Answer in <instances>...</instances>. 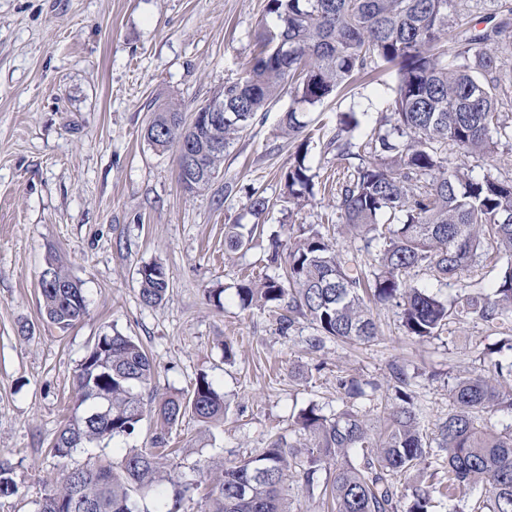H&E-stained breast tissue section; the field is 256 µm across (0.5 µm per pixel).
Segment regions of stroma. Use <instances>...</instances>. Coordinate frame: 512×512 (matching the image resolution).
I'll list each match as a JSON object with an SVG mask.
<instances>
[{
    "label": "stroma",
    "mask_w": 512,
    "mask_h": 512,
    "mask_svg": "<svg viewBox=\"0 0 512 512\" xmlns=\"http://www.w3.org/2000/svg\"><path fill=\"white\" fill-rule=\"evenodd\" d=\"M267 0H0V460L9 461L18 493L0 512H34L46 480L111 448L54 457L50 442L72 416V375L102 333L138 338L156 363L160 392L187 393L200 375L223 392L226 418L204 424L185 416L170 441L173 469L200 483L214 463L258 454L271 437L294 439L308 405L345 409L336 381L354 376L386 383L403 370L421 405L426 433L450 408L448 383L477 366L499 331L455 316L440 338L404 336L398 308L376 310L378 336L349 346H308L313 325L298 318L281 332L274 309H242L235 286L243 272L276 275L271 235L288 243L292 224H336V201L315 192L296 213L281 202V176L295 145L279 134L283 95L257 113L224 157L211 184L186 192L175 151L156 152L144 138L154 107L178 102L185 116L237 81L255 53ZM394 70L356 75L323 103L307 108L306 161L317 179L341 162L326 148L340 115L357 112L363 130L385 115ZM472 176L512 178V143L489 159L448 154ZM274 199L264 232L248 250H224L225 229L253 224L251 190ZM79 280L88 301L82 321L60 331L40 313L38 281L48 259ZM161 264L169 281L162 302L144 305L138 268ZM499 267L480 263L463 281L410 276L442 300L462 282L489 289ZM221 290V306L207 299ZM233 361H225V347Z\"/></svg>",
    "instance_id": "obj_1"
}]
</instances>
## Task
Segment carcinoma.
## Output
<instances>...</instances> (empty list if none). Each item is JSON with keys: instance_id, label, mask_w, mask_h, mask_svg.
<instances>
[{"instance_id": "obj_1", "label": "carcinoma", "mask_w": 512, "mask_h": 512, "mask_svg": "<svg viewBox=\"0 0 512 512\" xmlns=\"http://www.w3.org/2000/svg\"><path fill=\"white\" fill-rule=\"evenodd\" d=\"M450 7L459 12L468 0H267L273 22L261 24L254 57L239 80L214 95L224 98V125L194 130L175 103L152 112L145 138L157 151L176 150L179 182L195 193L211 179L194 181L188 174L196 167L218 174L224 151L283 94L294 106L283 113L280 130L295 140L307 127L297 106L324 102L379 63L394 66L390 115L365 136L352 113L328 142L347 162L346 174L336 180L338 219L365 249L376 248L374 263L340 257L324 225L301 226L286 253L273 242L272 258L283 261V274L245 276L236 296L243 308L287 304L282 329H291L298 315L307 318L320 333L310 341L313 349L326 339L373 341L377 325L367 299L399 308L405 334L417 340L440 336L458 312L503 334L499 346L483 354L487 363L448 386L452 409L436 423L433 438L423 432L420 409L396 371L386 384L380 432L356 409L326 415L311 405L296 421L310 443L294 445L280 435L254 457L210 466L196 512H291L290 482L310 491L320 487L323 512H431V490L452 502L476 488L484 493L468 512H512V425L497 431L487 421L512 413V262L490 292L466 289L454 308L407 282L414 269L425 268L438 281L459 280L483 256L512 259V182L476 179L447 165L450 147L484 157L501 140H512L493 77L500 40L512 35V22L452 39ZM213 139L224 150H210ZM306 153L304 140L284 174L283 193L296 207L313 187ZM270 206L262 191L248 196L252 230ZM242 229L235 224L225 232L227 251L247 247L250 236ZM137 275L141 302L160 303L169 288L164 267L146 263ZM39 283L51 324L65 331L84 318L83 288L61 266L48 261ZM154 376L153 358L134 337L116 330L98 337L74 372L75 413L51 443L54 455L67 458L87 445L130 436L148 415L160 428L150 448L66 469L48 484L38 512H140L139 501L147 496L154 512H182L193 484L171 473L168 431L187 414L218 422L227 405L205 375L184 396L159 393ZM338 387L350 399L364 396L368 387L379 389L358 378L341 379ZM432 448L443 452L434 468L428 462ZM329 468L330 479L319 483ZM411 471L428 474L430 488L415 487L403 509L397 478ZM17 493L10 465L1 462L0 497Z\"/></svg>"}]
</instances>
